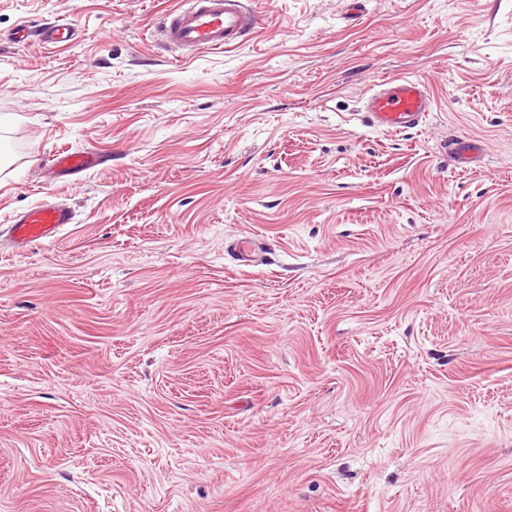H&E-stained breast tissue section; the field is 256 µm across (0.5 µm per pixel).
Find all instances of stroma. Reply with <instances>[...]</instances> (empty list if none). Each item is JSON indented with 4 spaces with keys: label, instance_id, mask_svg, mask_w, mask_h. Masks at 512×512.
Segmentation results:
<instances>
[{
    "label": "stroma",
    "instance_id": "obj_1",
    "mask_svg": "<svg viewBox=\"0 0 512 512\" xmlns=\"http://www.w3.org/2000/svg\"><path fill=\"white\" fill-rule=\"evenodd\" d=\"M179 3L0 0L78 30L0 44V229L76 213L0 247V512H512V0H255L184 61ZM397 73L433 112L368 126ZM74 35V28L63 21H57L54 24L48 25L37 34L41 42L53 45L60 43L68 44ZM106 160L100 154L88 151H61L54 155L53 165L62 175H77L87 169L104 164ZM75 214L64 203L45 200L38 207L16 214L9 226L11 246L55 239L66 224H73Z\"/></svg>",
    "mask_w": 512,
    "mask_h": 512
}]
</instances>
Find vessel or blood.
Listing matches in <instances>:
<instances>
[{
	"label": "vessel or blood",
	"mask_w": 512,
	"mask_h": 512,
	"mask_svg": "<svg viewBox=\"0 0 512 512\" xmlns=\"http://www.w3.org/2000/svg\"><path fill=\"white\" fill-rule=\"evenodd\" d=\"M259 27L253 0H182L159 21L160 41L168 49L189 55L241 44ZM74 36L70 24L59 21L42 28L41 42L69 43ZM434 99L426 81L402 74L381 81L364 98L363 117L379 129L407 131L420 126L432 112ZM102 155L88 151H61L53 165L58 173L76 175L104 164ZM73 210L60 202L44 201L38 207L16 214L9 226L10 245L25 247L55 239L65 225L73 223Z\"/></svg>",
	"instance_id": "obj_1"
}]
</instances>
